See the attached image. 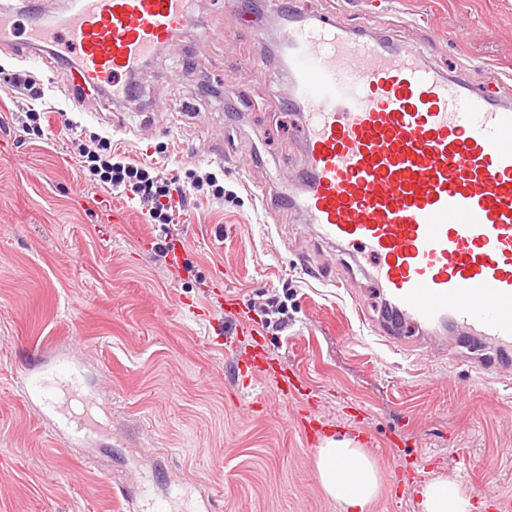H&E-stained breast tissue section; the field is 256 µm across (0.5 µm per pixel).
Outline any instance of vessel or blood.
<instances>
[{"label": "vessel or blood", "instance_id": "1", "mask_svg": "<svg viewBox=\"0 0 512 512\" xmlns=\"http://www.w3.org/2000/svg\"><path fill=\"white\" fill-rule=\"evenodd\" d=\"M192 19L185 0H73L68 15L0 14V45L24 36L29 59L56 48L69 89L131 97L127 78ZM282 64L303 110L305 188L294 203L324 239L369 259L408 328L452 323L470 336L472 370L512 378V107L493 86L393 51L384 35L328 20L286 26ZM27 403L70 448L98 442V393L65 353L24 367ZM143 479L122 512H210L204 497L160 499Z\"/></svg>", "mask_w": 512, "mask_h": 512}]
</instances>
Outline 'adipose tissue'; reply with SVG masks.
Listing matches in <instances>:
<instances>
[{
  "label": "adipose tissue",
  "instance_id": "adipose-tissue-1",
  "mask_svg": "<svg viewBox=\"0 0 512 512\" xmlns=\"http://www.w3.org/2000/svg\"><path fill=\"white\" fill-rule=\"evenodd\" d=\"M317 479L325 493L340 502L345 512H365L376 498L380 470L355 439L326 440L315 459ZM423 512H471L469 496L453 482L434 478L421 486Z\"/></svg>",
  "mask_w": 512,
  "mask_h": 512
}]
</instances>
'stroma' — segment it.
I'll return each instance as SVG.
<instances>
[{"instance_id":"obj_1","label":"stroma","mask_w":512,"mask_h":512,"mask_svg":"<svg viewBox=\"0 0 512 512\" xmlns=\"http://www.w3.org/2000/svg\"><path fill=\"white\" fill-rule=\"evenodd\" d=\"M296 15L387 35L512 106V0H287ZM194 24L139 76L137 103L99 97L67 110L56 62L0 48V117L26 102L23 72L51 108L41 132L0 131V456L12 461L0 512H117L125 491L158 478L166 494L206 485L214 512H342L320 487L295 418L255 374L236 382V351L251 338L316 395L338 434L356 438L380 469L367 512H422L425 477L455 480L473 512L512 498V383L472 372L451 335L409 330L391 351L374 329L386 315L368 262L325 242L288 201L303 187L302 116L277 56L278 6L262 0H189ZM109 138L135 163L218 173L223 199L194 195L175 250L195 275L172 276L165 233L118 191L81 179L79 151ZM119 213L108 224L99 210ZM250 308L273 293L288 307L280 330L257 313L240 321L213 303L211 283ZM73 342L91 384L104 387L109 432L83 451L64 447L17 386L41 350ZM451 348L435 361L430 345Z\"/></svg>"}]
</instances>
